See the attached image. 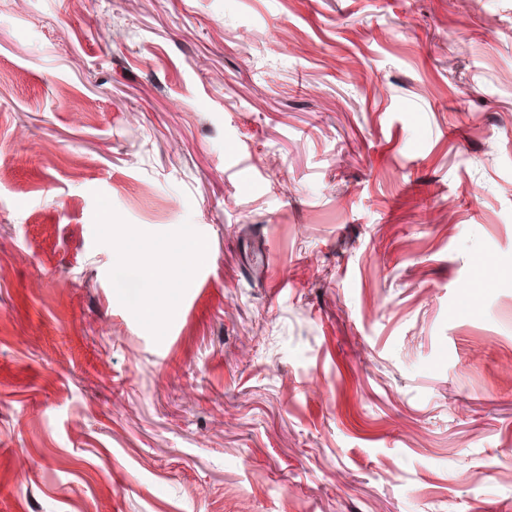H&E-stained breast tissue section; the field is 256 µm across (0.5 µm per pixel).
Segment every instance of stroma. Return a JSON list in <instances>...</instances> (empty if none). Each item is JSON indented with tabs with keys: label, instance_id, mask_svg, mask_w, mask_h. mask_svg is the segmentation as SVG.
<instances>
[{
	"label": "stroma",
	"instance_id": "35a3bbf8",
	"mask_svg": "<svg viewBox=\"0 0 512 512\" xmlns=\"http://www.w3.org/2000/svg\"><path fill=\"white\" fill-rule=\"evenodd\" d=\"M483 256L512 0H0V512H512Z\"/></svg>",
	"mask_w": 512,
	"mask_h": 512
}]
</instances>
